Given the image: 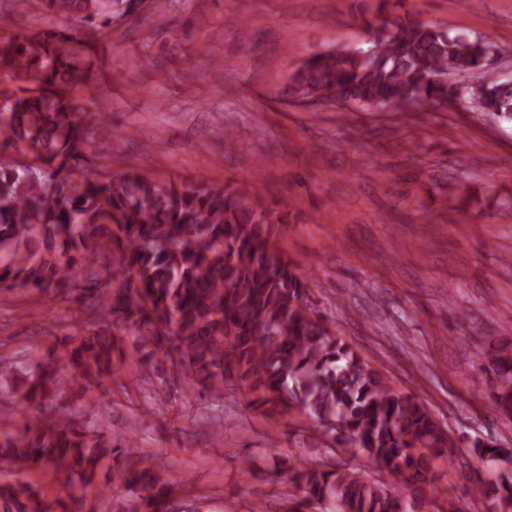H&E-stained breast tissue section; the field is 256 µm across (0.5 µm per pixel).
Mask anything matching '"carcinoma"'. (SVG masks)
<instances>
[{
	"mask_svg": "<svg viewBox=\"0 0 512 512\" xmlns=\"http://www.w3.org/2000/svg\"><path fill=\"white\" fill-rule=\"evenodd\" d=\"M127 0H11L52 26L0 35V147L33 156L0 161V288L29 295L81 290L103 329L49 349L37 372L0 404V512H164L179 498L157 471L117 469L112 490L48 500L34 474L86 489L112 454L76 418L53 416L52 399L74 390L99 400L112 374L118 331L167 357L190 392L224 397V380L248 382L249 406L266 417L298 411L324 436L355 448L405 486L390 489L355 468L323 469L302 457L285 497L329 512H416L407 493L429 481L438 425L326 325L306 301L297 264L269 228L283 212L242 189L176 182L144 171L95 169L90 130L107 116L82 105L102 64L112 18ZM377 0L362 21L364 46L311 54L294 90L343 107L437 112L473 104L512 119V80L493 74V44L431 23L392 19ZM492 404L512 416V355H487ZM487 512H512V477L473 486Z\"/></svg>",
	"mask_w": 512,
	"mask_h": 512,
	"instance_id": "obj_1",
	"label": "carcinoma"
}]
</instances>
